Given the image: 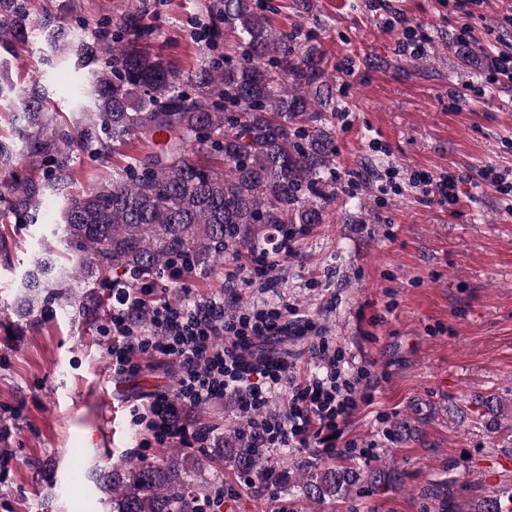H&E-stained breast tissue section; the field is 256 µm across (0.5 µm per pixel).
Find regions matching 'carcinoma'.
<instances>
[{"label": "carcinoma", "mask_w": 512, "mask_h": 512, "mask_svg": "<svg viewBox=\"0 0 512 512\" xmlns=\"http://www.w3.org/2000/svg\"><path fill=\"white\" fill-rule=\"evenodd\" d=\"M267 0H217L199 40L230 49L181 79L150 50L153 28L137 0L113 26L80 40L76 63L90 71L89 121L72 134L46 117L38 84L19 100L25 125L0 139V171L17 159V143L44 172V181L14 180L11 210L27 214L44 191L63 197L60 242L76 253L68 269L47 252L25 274L22 287L35 305H57L83 317L96 302L93 288L112 281L130 296V321L149 322L150 291L164 271L205 270L240 249L265 250L295 225L324 223L336 199V145L331 121L336 98L332 74L316 39L277 34ZM31 30L28 0H0V52L11 53ZM136 137L151 145L145 157L112 171V179L83 194L68 192L75 139L108 155ZM84 283L77 293L69 281ZM251 417L216 441L217 460L253 474L313 505L351 494L368 480L382 485L396 475L361 471L324 459L290 476L271 466L263 448L249 446ZM210 464L179 448L152 461L125 455L96 478L110 512H215L224 489Z\"/></svg>", "instance_id": "1"}]
</instances>
